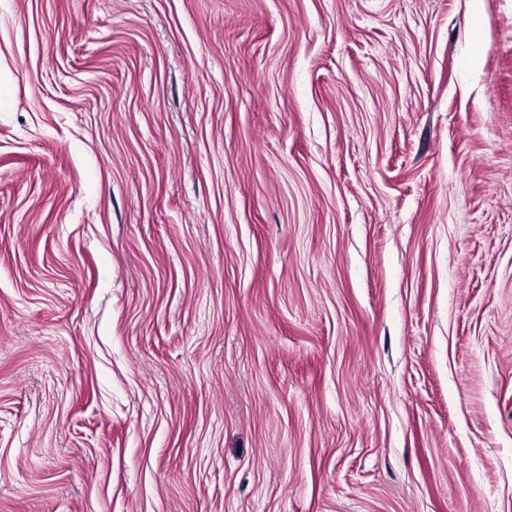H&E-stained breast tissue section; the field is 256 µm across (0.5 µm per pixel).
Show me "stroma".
Returning a JSON list of instances; mask_svg holds the SVG:
<instances>
[{
    "label": "stroma",
    "instance_id": "1",
    "mask_svg": "<svg viewBox=\"0 0 512 512\" xmlns=\"http://www.w3.org/2000/svg\"><path fill=\"white\" fill-rule=\"evenodd\" d=\"M0 512H512V0H0Z\"/></svg>",
    "mask_w": 512,
    "mask_h": 512
}]
</instances>
